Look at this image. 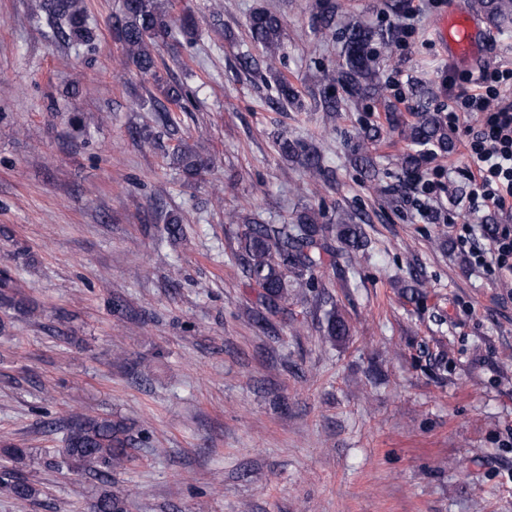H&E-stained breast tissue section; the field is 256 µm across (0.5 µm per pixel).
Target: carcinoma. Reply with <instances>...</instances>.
I'll return each instance as SVG.
<instances>
[{
	"instance_id": "1",
	"label": "carcinoma",
	"mask_w": 512,
	"mask_h": 512,
	"mask_svg": "<svg viewBox=\"0 0 512 512\" xmlns=\"http://www.w3.org/2000/svg\"><path fill=\"white\" fill-rule=\"evenodd\" d=\"M478 5L494 25L512 21V0H478ZM335 17V0H320L315 15L316 30L321 33L331 30ZM33 20L45 25L54 37L66 34L82 42L93 40L85 10L76 0H42ZM112 27L124 62L144 76H156L159 44L165 42L172 31L170 16L159 0H122L121 14L114 18ZM246 30L251 44L261 51L266 61L273 62L281 48V18L258 8L246 20ZM376 42L386 48L392 43V34L358 22L351 24L343 36L342 63L338 70L325 75L328 85L341 87L351 99L380 93L372 48ZM274 81L280 106L299 103V90L288 77L276 73ZM163 95L165 104L158 111L167 112L169 106L182 103L183 87L168 84ZM403 135L414 145L448 146V136L432 112L417 113L416 120L404 129ZM279 150L314 177L328 173L320 150L313 144L283 139L279 141ZM176 161L191 178L208 165V158L189 146L181 147ZM230 221L243 224L239 260L248 280L261 289V308L253 314L258 324L267 322V315L285 310L293 289L315 287L314 272L323 267L326 257L338 252L354 254L367 246L363 228L351 217L338 224H320L315 213L307 211L297 215L292 224H265L248 215H232ZM17 288L15 279L6 272L0 273V306L25 308V303L17 299ZM348 333L344 319L333 312L327 313L326 335L336 339ZM147 440L145 430H136L122 419L84 417L69 431L63 449L64 462L77 471L106 480L112 471L131 462L133 450ZM8 485L12 494L21 500L38 494L35 483L20 473L8 474ZM90 512H126V507L112 493L104 492L91 504Z\"/></svg>"
}]
</instances>
